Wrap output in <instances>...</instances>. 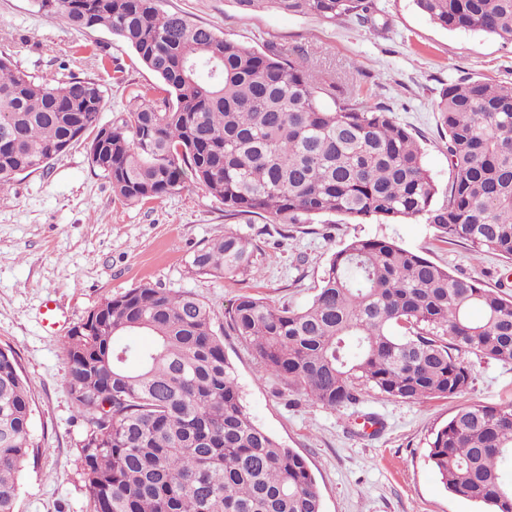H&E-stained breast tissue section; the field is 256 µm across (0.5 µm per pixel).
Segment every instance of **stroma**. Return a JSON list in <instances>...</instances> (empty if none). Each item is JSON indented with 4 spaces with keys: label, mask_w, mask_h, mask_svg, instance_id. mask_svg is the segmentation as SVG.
Instances as JSON below:
<instances>
[{
    "label": "stroma",
    "mask_w": 512,
    "mask_h": 512,
    "mask_svg": "<svg viewBox=\"0 0 512 512\" xmlns=\"http://www.w3.org/2000/svg\"><path fill=\"white\" fill-rule=\"evenodd\" d=\"M365 22H326L266 10L241 16L234 0H162L161 7L211 26L259 51L281 50L327 72L345 92L362 91L413 128L443 202L450 169L437 103L464 79L512 83V45L474 31H449L418 12L413 0H374ZM0 53L36 77L68 70L104 90L102 123L126 112L139 87L155 82L131 47L103 28L74 31L45 16L33 0H0ZM234 232L262 250L256 276L199 275L194 250ZM355 236H385L458 275L479 278L512 295L500 280L502 259L475 257L461 242L440 238L424 221L359 224L343 216L303 224L228 218L204 189L185 183L162 199L118 200L79 142L47 170L16 177L0 191V347L12 349L34 406L39 446L21 473L17 512H91L78 448L87 425L69 392L64 343L70 329L107 299L150 284L189 291L211 304L216 327L241 295L297 308L314 296L330 255ZM59 309L55 327L43 306ZM224 353L247 413L282 445L302 455L320 490L324 512H478L451 494L427 459L431 430L473 403H512V363L465 355L469 389L424 403L365 389L358 404L336 409L311 403L280 380L259 377L252 351L225 331Z\"/></svg>",
    "instance_id": "obj_1"
}]
</instances>
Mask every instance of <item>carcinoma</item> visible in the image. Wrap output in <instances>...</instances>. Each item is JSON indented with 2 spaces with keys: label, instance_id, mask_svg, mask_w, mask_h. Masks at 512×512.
Here are the masks:
<instances>
[{
  "label": "carcinoma",
  "instance_id": "1",
  "mask_svg": "<svg viewBox=\"0 0 512 512\" xmlns=\"http://www.w3.org/2000/svg\"><path fill=\"white\" fill-rule=\"evenodd\" d=\"M445 30L512 43V0H413ZM243 15L274 9L328 22L367 17L373 0H234ZM81 31L102 27L161 84L100 123L93 78H37L0 55V190L90 138L93 168L126 203L158 200L190 180L224 215L301 224L422 219L476 256L512 262V85L481 79L440 93L451 180L446 200L413 130L368 97L276 50L259 52L160 0H35ZM335 100L326 107L324 97ZM197 274L235 279L261 269L259 246L227 233L196 249ZM90 332H69V394L87 423L80 445L93 512H323L306 460L244 410L214 309L189 292L143 285L105 301ZM224 324L274 376L313 403L359 401L358 388L406 402L465 392L463 355L512 363V296L458 276L386 237L333 252L301 308L242 295ZM148 335V345L131 336ZM108 400L107 411L99 408ZM16 354L0 347V512H15L36 444ZM428 460L445 487L486 512H512V404H472L434 428Z\"/></svg>",
  "mask_w": 512,
  "mask_h": 512
}]
</instances>
